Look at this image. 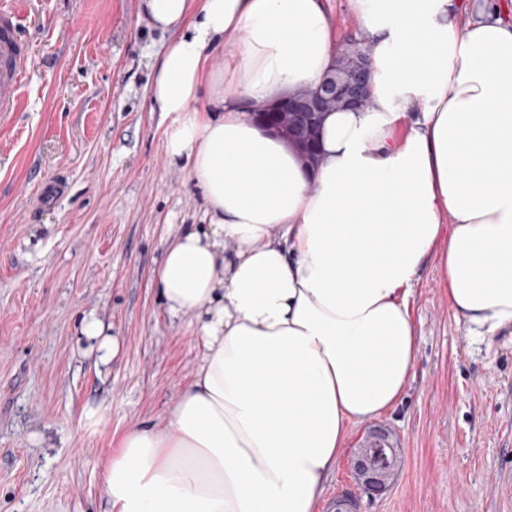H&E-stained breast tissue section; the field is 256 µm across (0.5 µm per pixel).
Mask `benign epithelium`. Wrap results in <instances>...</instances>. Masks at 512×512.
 <instances>
[{
  "instance_id": "7a95c632",
  "label": "benign epithelium",
  "mask_w": 512,
  "mask_h": 512,
  "mask_svg": "<svg viewBox=\"0 0 512 512\" xmlns=\"http://www.w3.org/2000/svg\"><path fill=\"white\" fill-rule=\"evenodd\" d=\"M369 66H364L343 84L330 78L322 80L318 92L309 98L284 100L276 108H265L257 116L275 135L312 155L317 143V126L322 101L341 97L354 105L363 102L368 85ZM401 460L394 448H361L357 452L355 470L373 494L383 491Z\"/></svg>"
}]
</instances>
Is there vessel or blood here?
I'll list each match as a JSON object with an SVG mask.
<instances>
[{
  "mask_svg": "<svg viewBox=\"0 0 512 512\" xmlns=\"http://www.w3.org/2000/svg\"><path fill=\"white\" fill-rule=\"evenodd\" d=\"M31 64V53L21 36V20L0 0V113L18 111Z\"/></svg>",
  "mask_w": 512,
  "mask_h": 512,
  "instance_id": "1",
  "label": "vessel or blood"
}]
</instances>
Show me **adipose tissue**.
<instances>
[{
	"mask_svg": "<svg viewBox=\"0 0 512 512\" xmlns=\"http://www.w3.org/2000/svg\"><path fill=\"white\" fill-rule=\"evenodd\" d=\"M351 4L371 94L324 115L311 166L251 106L331 68L324 0H144L174 34L152 108L205 222L153 284L204 354L165 421L123 435L108 512H317L350 427L403 400L427 267L457 318L512 329V23L498 0Z\"/></svg>",
	"mask_w": 512,
	"mask_h": 512,
	"instance_id": "1",
	"label": "adipose tissue"
}]
</instances>
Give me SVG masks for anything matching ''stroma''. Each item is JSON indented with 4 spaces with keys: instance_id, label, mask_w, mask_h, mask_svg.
<instances>
[{
    "instance_id": "obj_1",
    "label": "stroma",
    "mask_w": 512,
    "mask_h": 512,
    "mask_svg": "<svg viewBox=\"0 0 512 512\" xmlns=\"http://www.w3.org/2000/svg\"><path fill=\"white\" fill-rule=\"evenodd\" d=\"M33 66L0 117V512H107L105 471L131 427L163 420L198 368L190 317L152 285L201 221L165 154L150 64L170 41L141 0H20ZM418 351L401 405L351 427L319 512H512V336L473 338L436 269L410 305ZM118 338L101 361L86 317ZM399 469L366 494L353 469L374 424Z\"/></svg>"
}]
</instances>
